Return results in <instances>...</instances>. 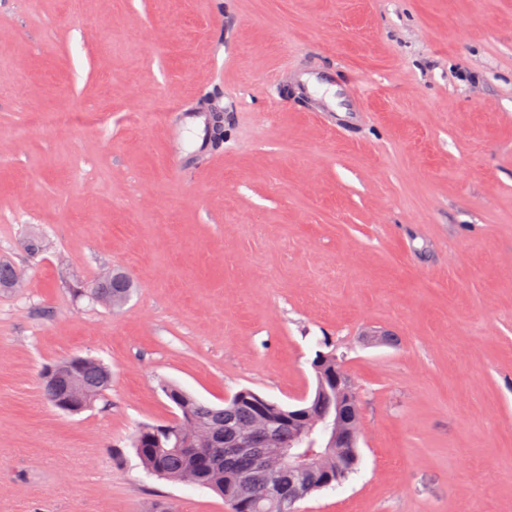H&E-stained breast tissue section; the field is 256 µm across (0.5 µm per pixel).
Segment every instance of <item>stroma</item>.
Masks as SVG:
<instances>
[{
    "label": "stroma",
    "instance_id": "obj_1",
    "mask_svg": "<svg viewBox=\"0 0 512 512\" xmlns=\"http://www.w3.org/2000/svg\"><path fill=\"white\" fill-rule=\"evenodd\" d=\"M296 64L359 123L273 99ZM61 111L100 121L25 123ZM0 262V512H232L132 433L165 382L297 404L320 352L361 462L298 512H512V0H0ZM116 269L121 307L73 295ZM75 355L112 388L70 415L39 373ZM334 355V354H333ZM327 368H336V375L328 379L330 387L336 389V399L321 398L318 395L325 396L327 393V386L323 380H320L316 385L317 394H315L309 401L307 400L305 407L308 408V413L316 418H331L336 416V403L338 408L350 401H358L355 392L354 384L341 364L338 362L336 356L331 358L326 363Z\"/></svg>",
    "mask_w": 512,
    "mask_h": 512
}]
</instances>
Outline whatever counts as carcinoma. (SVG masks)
Listing matches in <instances>:
<instances>
[{
    "mask_svg": "<svg viewBox=\"0 0 512 512\" xmlns=\"http://www.w3.org/2000/svg\"><path fill=\"white\" fill-rule=\"evenodd\" d=\"M132 290L130 279L116 271L105 281V291L112 294L113 306L123 305ZM89 397V402L104 397L112 388V371L103 362L87 358L76 371ZM166 397L179 409L181 416L191 419L196 433L186 447L174 444L176 432L166 423L140 425L133 437L132 447L144 470L161 478L188 485L212 489L229 502L233 512H291L288 496L297 484L296 476L286 469L276 474L266 471L258 456L224 455L232 448L238 431L254 415L253 408L245 401L230 398L222 406L204 404L180 387L163 385ZM308 413L316 418L336 415V399L313 396L306 402ZM296 442L295 429L283 424L276 428L274 448L288 449ZM275 483L279 497L265 495V488Z\"/></svg>",
    "mask_w": 512,
    "mask_h": 512,
    "instance_id": "1",
    "label": "carcinoma"
}]
</instances>
